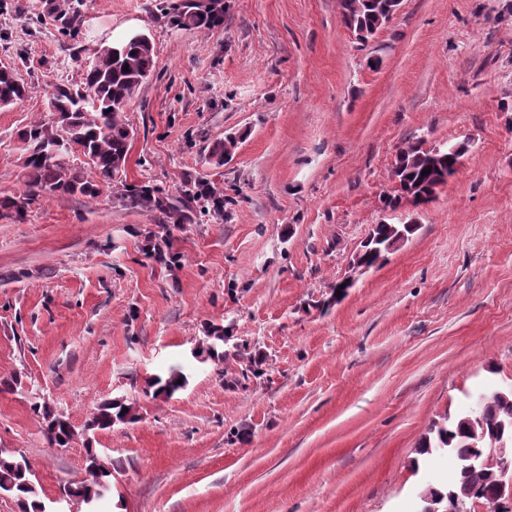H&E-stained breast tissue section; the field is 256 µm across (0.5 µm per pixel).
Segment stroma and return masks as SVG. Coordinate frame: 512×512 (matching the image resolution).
<instances>
[{
	"label": "stroma",
	"mask_w": 512,
	"mask_h": 512,
	"mask_svg": "<svg viewBox=\"0 0 512 512\" xmlns=\"http://www.w3.org/2000/svg\"><path fill=\"white\" fill-rule=\"evenodd\" d=\"M56 2L0 0V65L32 88L0 110V196L24 188L17 132L49 86H79L91 49L135 31L155 68L127 108L126 180L174 203L208 183L224 217L193 202L173 224L109 193L0 213V380L23 384L0 391V448L46 504L92 449L112 467L105 512H418L419 488L454 473L419 459L420 438L512 382V0H402L365 42L339 0H224L211 29L155 0ZM414 138L468 151L432 202L393 211ZM409 220L382 265L352 273L373 225ZM164 239L178 264L149 254ZM213 325L229 340L202 363ZM173 368L186 386L154 395ZM35 393L82 435L51 445ZM106 399L136 422L86 430Z\"/></svg>",
	"instance_id": "35a3bbf8"
}]
</instances>
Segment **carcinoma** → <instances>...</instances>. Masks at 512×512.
<instances>
[{"label":"carcinoma","mask_w":512,"mask_h":512,"mask_svg":"<svg viewBox=\"0 0 512 512\" xmlns=\"http://www.w3.org/2000/svg\"><path fill=\"white\" fill-rule=\"evenodd\" d=\"M157 7L173 23L187 28H209L224 20V0H159ZM392 0H340V8L347 27L357 30H377L389 20ZM128 70H123V67ZM155 67L153 44L149 37L126 40L115 46L101 45L93 51L83 73V86L73 89L55 85L47 96L48 118L35 121L18 132L24 144V190L15 196L0 198V209L21 217L39 198L54 195H81L89 201L97 200L108 190L130 208L159 210L179 224L185 219L179 208L149 184L128 186L123 178L126 158L132 140V130L125 120L127 106L135 93L151 77ZM30 86L16 69L0 68V106L14 105L25 99ZM80 152L90 160L92 173L70 160L71 154ZM464 152L451 149L435 155L424 149V141L412 139L400 149L395 176L403 187H419L428 194L454 176ZM428 174H422V171ZM185 199L200 202L212 208L217 216L224 214V196L204 183L185 190ZM415 225L376 224L372 228L373 241L363 258L373 262L397 247L404 235H411ZM155 256L167 265L179 261V253L172 243L164 240L153 246ZM224 329L215 328L203 340L198 353L210 358L220 355L224 343ZM186 376L172 371L167 377L156 375L148 386L155 395L170 397L183 388ZM31 410L42 416L44 435L51 444L68 445L76 436L74 425L59 418L47 401H36ZM470 412L453 420L433 424L421 438L418 454L431 455L440 449L452 456L457 464L455 474L444 488L426 484L419 489V497L440 504L448 500V491L470 483L488 485L483 471L464 470L462 465L477 452L472 430L484 434L482 445L491 447L506 440L512 443V395L494 393L484 399L482 423L471 426ZM135 419L133 408L108 400L97 405L84 430H110L116 423ZM94 467L102 482L88 479L71 481L63 491L80 497L88 512H97L98 502L112 488V468L98 456L90 454L86 467ZM31 467L22 455L0 448V492L13 496L21 512H46V506L37 500V490L30 480Z\"/></svg>","instance_id":"cac0c4a2"}]
</instances>
